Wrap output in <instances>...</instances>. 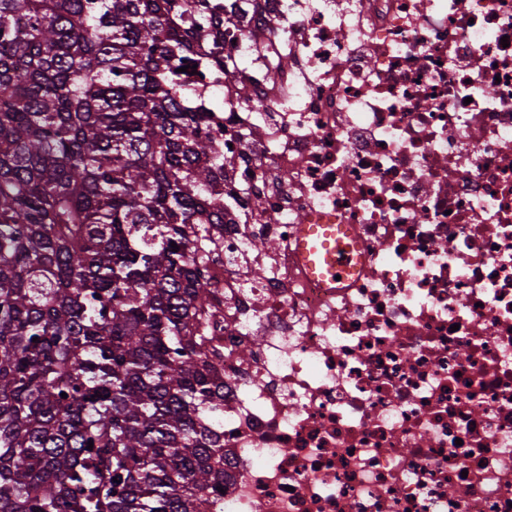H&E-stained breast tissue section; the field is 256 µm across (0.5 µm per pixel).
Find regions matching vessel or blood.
Listing matches in <instances>:
<instances>
[{
    "instance_id": "b4317fda",
    "label": "vessel or blood",
    "mask_w": 512,
    "mask_h": 512,
    "mask_svg": "<svg viewBox=\"0 0 512 512\" xmlns=\"http://www.w3.org/2000/svg\"><path fill=\"white\" fill-rule=\"evenodd\" d=\"M297 252L312 278L335 283L353 274V232L346 224H301L297 227Z\"/></svg>"
}]
</instances>
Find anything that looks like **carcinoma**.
<instances>
[{
  "instance_id": "1",
  "label": "carcinoma",
  "mask_w": 512,
  "mask_h": 512,
  "mask_svg": "<svg viewBox=\"0 0 512 512\" xmlns=\"http://www.w3.org/2000/svg\"><path fill=\"white\" fill-rule=\"evenodd\" d=\"M237 9L0 0V512L223 498L193 227L224 223V156L176 64L204 31L221 60Z\"/></svg>"
}]
</instances>
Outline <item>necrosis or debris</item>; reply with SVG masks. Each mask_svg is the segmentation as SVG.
<instances>
[{
	"instance_id": "1",
	"label": "necrosis or debris",
	"mask_w": 512,
	"mask_h": 512,
	"mask_svg": "<svg viewBox=\"0 0 512 512\" xmlns=\"http://www.w3.org/2000/svg\"><path fill=\"white\" fill-rule=\"evenodd\" d=\"M239 3L178 78L226 160L218 512H512V0ZM303 221L351 226L344 287Z\"/></svg>"
}]
</instances>
